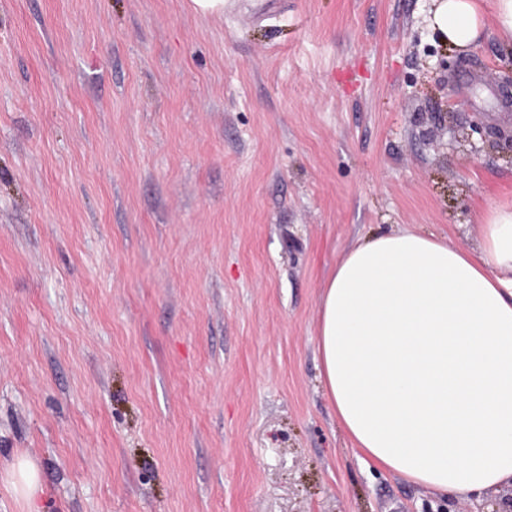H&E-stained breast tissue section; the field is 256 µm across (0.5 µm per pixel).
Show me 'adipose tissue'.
<instances>
[{
    "label": "adipose tissue",
    "mask_w": 512,
    "mask_h": 512,
    "mask_svg": "<svg viewBox=\"0 0 512 512\" xmlns=\"http://www.w3.org/2000/svg\"><path fill=\"white\" fill-rule=\"evenodd\" d=\"M441 42H512V0H436ZM467 252L417 230L351 249L326 284L318 352L336 418L365 466L478 500L512 485V194L477 218ZM23 512H42L38 467L4 476Z\"/></svg>",
    "instance_id": "adipose-tissue-1"
}]
</instances>
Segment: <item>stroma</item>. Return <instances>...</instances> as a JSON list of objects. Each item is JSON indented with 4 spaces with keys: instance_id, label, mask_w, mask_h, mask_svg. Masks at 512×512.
Masks as SVG:
<instances>
[{
    "instance_id": "1",
    "label": "stroma",
    "mask_w": 512,
    "mask_h": 512,
    "mask_svg": "<svg viewBox=\"0 0 512 512\" xmlns=\"http://www.w3.org/2000/svg\"><path fill=\"white\" fill-rule=\"evenodd\" d=\"M435 0H0V474L47 512H504L367 470L317 312L373 233L476 247L512 46ZM23 512H47L40 503L46 494L38 467L24 456L18 457L4 476Z\"/></svg>"
}]
</instances>
